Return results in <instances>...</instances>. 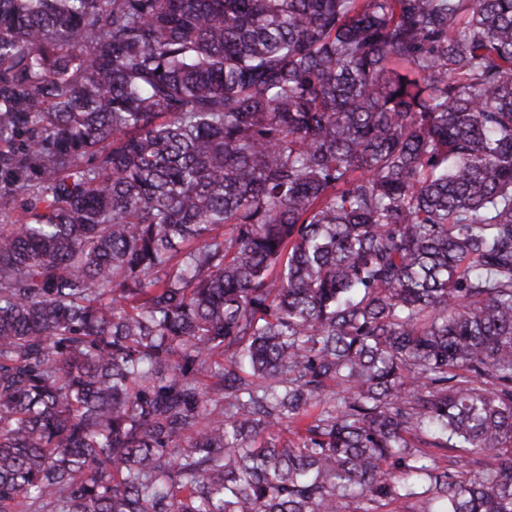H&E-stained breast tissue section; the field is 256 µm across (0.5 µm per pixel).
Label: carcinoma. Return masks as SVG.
I'll return each instance as SVG.
<instances>
[{
    "instance_id": "obj_1",
    "label": "carcinoma",
    "mask_w": 512,
    "mask_h": 512,
    "mask_svg": "<svg viewBox=\"0 0 512 512\" xmlns=\"http://www.w3.org/2000/svg\"><path fill=\"white\" fill-rule=\"evenodd\" d=\"M394 502L512 512V0H0V512Z\"/></svg>"
}]
</instances>
